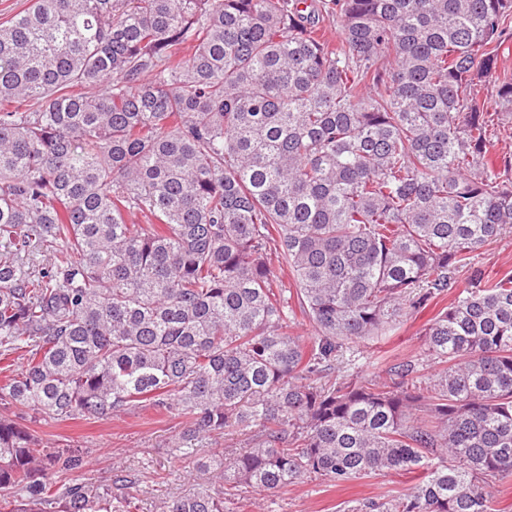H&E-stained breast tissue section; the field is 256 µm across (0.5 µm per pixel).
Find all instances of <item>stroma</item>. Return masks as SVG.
Returning <instances> with one entry per match:
<instances>
[{"mask_svg":"<svg viewBox=\"0 0 512 512\" xmlns=\"http://www.w3.org/2000/svg\"><path fill=\"white\" fill-rule=\"evenodd\" d=\"M471 263L488 279L512 270V232L478 250ZM438 310V304H429L386 335L350 344L328 372V380L355 372L383 380L393 363L422 357V332ZM24 423L40 445L82 449L87 461L82 475L111 487L112 512H162L165 502L193 495L211 482L208 473L172 454L183 428L178 416L143 407L108 419L79 416L51 422L28 410ZM418 480V474L401 472L360 476L342 485L311 478L273 496L248 489L235 492L226 497L224 512H353L363 500L407 494Z\"/></svg>","mask_w":512,"mask_h":512,"instance_id":"35a3bbf8","label":"stroma"}]
</instances>
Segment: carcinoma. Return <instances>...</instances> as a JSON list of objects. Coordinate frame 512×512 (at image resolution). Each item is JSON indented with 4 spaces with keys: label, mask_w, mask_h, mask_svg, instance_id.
<instances>
[{
    "label": "carcinoma",
    "mask_w": 512,
    "mask_h": 512,
    "mask_svg": "<svg viewBox=\"0 0 512 512\" xmlns=\"http://www.w3.org/2000/svg\"><path fill=\"white\" fill-rule=\"evenodd\" d=\"M511 34L512 0H34L1 23L0 360L24 365L0 404L184 418L173 453L214 486L163 512L419 468L358 512H492L512 474V271L472 270L423 330L430 382L416 359L385 383L322 378L512 227V154L488 159L509 112L475 91L512 107ZM232 424L257 438L199 455ZM84 466L0 417L16 512H103Z\"/></svg>",
    "instance_id": "carcinoma-1"
}]
</instances>
